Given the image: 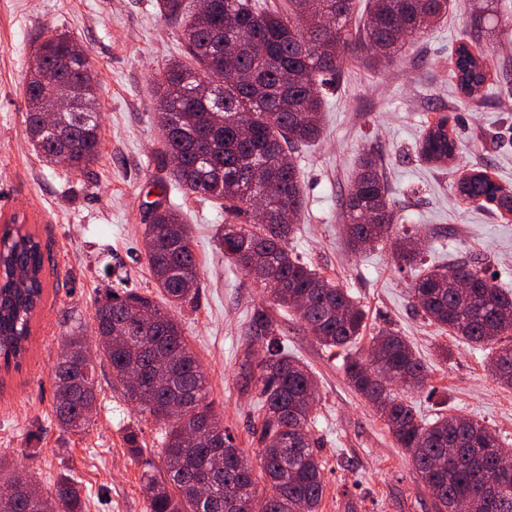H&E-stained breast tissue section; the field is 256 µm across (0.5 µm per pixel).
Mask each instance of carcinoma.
I'll use <instances>...</instances> for the list:
<instances>
[{
    "instance_id": "1",
    "label": "carcinoma",
    "mask_w": 512,
    "mask_h": 512,
    "mask_svg": "<svg viewBox=\"0 0 512 512\" xmlns=\"http://www.w3.org/2000/svg\"><path fill=\"white\" fill-rule=\"evenodd\" d=\"M209 21L191 18L185 30L187 58L171 61L157 84L155 110L176 117L163 130L157 168L170 184L203 198L224 202L232 221L219 229L224 256L267 289L269 303L293 309L319 343L347 349L362 337L366 315L355 297L335 281L288 252L292 218L303 207L298 168L291 147L307 146L321 136L324 100L317 82L341 74L347 54L363 49L368 66L393 65L406 42H417L448 13V0H369L363 21L352 26L355 0H286L282 9L250 0H208ZM164 16H183V0H158ZM74 39L55 34L37 46L40 63L25 82L26 124L32 145L49 163L81 175L101 157L98 110L62 112L58 129L43 116L75 70L57 62L70 53ZM490 63L468 45L456 51L452 78L468 104L486 82ZM444 116L422 135L419 153L427 161L450 157L454 139ZM470 205H494L512 212V192L484 171L457 185ZM144 206L143 235L149 238L147 261L156 291H110L94 306L97 352L83 333L64 340L53 366L54 411L60 427L81 433L90 424L96 402V367L107 362L112 382L140 413L164 425L161 442L165 475H143L147 512H251L262 500L263 512H320L325 495L324 464L310 429L315 419L316 384L310 371L290 356L281 329L262 306L254 310L248 335L265 343L257 363L261 383V477L233 444L215 417L206 375L183 334L173 309L192 307L200 288V270L189 229L176 209ZM346 241L362 253L392 232L396 215L389 205L378 160L363 157L342 201ZM396 258L417 260L413 240L395 241ZM43 253L29 234L7 231L0 237V362L19 365L27 350L30 321L42 300ZM276 281L278 287L268 283ZM414 307L436 324L472 345L490 350L488 365L498 384L512 388V293L492 284L480 262L460 258L422 270L411 288ZM389 378L352 356L345 376L355 392L382 418L425 483L435 487V512H512V444L484 423L461 414L420 419L404 394L421 389L426 370L411 344L392 330L372 337L370 352ZM144 376L132 395L126 377ZM403 379L402 392L392 378ZM180 404L173 418L156 405ZM129 453L141 455V431L127 429ZM264 487H258V479ZM78 482L60 475L54 492L14 472L0 488V512H83Z\"/></svg>"
}]
</instances>
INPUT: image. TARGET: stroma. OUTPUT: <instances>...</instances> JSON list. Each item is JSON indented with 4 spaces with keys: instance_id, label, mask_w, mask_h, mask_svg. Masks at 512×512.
<instances>
[{
    "instance_id": "stroma-1",
    "label": "stroma",
    "mask_w": 512,
    "mask_h": 512,
    "mask_svg": "<svg viewBox=\"0 0 512 512\" xmlns=\"http://www.w3.org/2000/svg\"><path fill=\"white\" fill-rule=\"evenodd\" d=\"M507 12L512 0H451L447 15L405 50L401 63L372 68L347 58L340 78L322 87L320 140L294 156L304 207L287 246L347 288L366 313L363 336L346 353L318 343L295 315L280 319L289 354L317 380L311 434L325 462L320 512H435L421 476L343 371L344 355L366 357L380 330L399 331L428 368L425 390L410 396L419 415L466 414L512 439V389L492 378L486 352L416 312L410 288L418 270L398 265L393 239L351 253L341 219L353 171L364 152H373L397 227L419 238L424 263L479 257L495 284L512 291V215L465 204L456 190L465 174L479 169L512 191V83L503 80L512 74V30L498 23ZM478 26L482 38L474 48L495 65L463 107L450 68L457 47ZM50 31L86 48L97 75L102 155L79 176L43 162L27 136L26 75L39 37ZM184 52L180 23L161 14L156 0H0V234L17 221L44 256L42 301L31 318L27 351L19 366L0 368V456L32 471L47 489L71 475L85 512H146L142 475L164 474L161 427L125 401L109 366L97 373L88 430L63 432L53 408V366L74 327L93 329L94 305L105 289H154L142 225L147 193L164 177L155 164L161 125L154 84L164 65ZM442 116L457 150L448 161L430 162L418 145ZM169 198L190 227L201 273L196 305L176 316L207 373L218 419L254 461L260 384L246 366L261 360L264 346L247 329L265 295L218 248L223 208L177 190ZM442 346L448 359L438 356ZM130 427L143 432L137 457L124 442Z\"/></svg>"
}]
</instances>
